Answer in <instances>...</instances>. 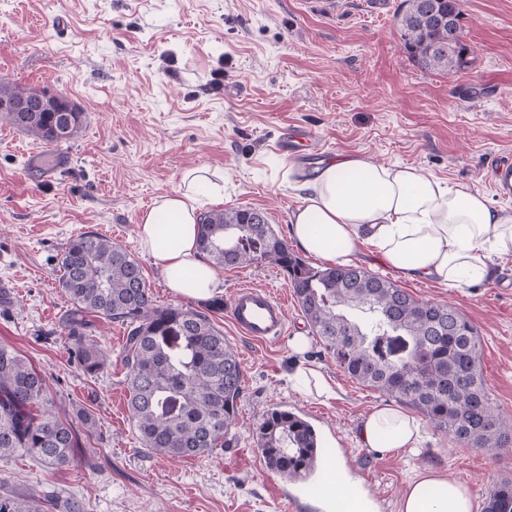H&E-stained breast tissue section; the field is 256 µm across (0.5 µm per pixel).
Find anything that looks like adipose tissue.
Instances as JSON below:
<instances>
[{"label": "adipose tissue", "mask_w": 512, "mask_h": 512, "mask_svg": "<svg viewBox=\"0 0 512 512\" xmlns=\"http://www.w3.org/2000/svg\"><path fill=\"white\" fill-rule=\"evenodd\" d=\"M298 188L291 237L303 253L332 264H353L366 251L408 280L469 288L492 278L496 259L512 255L511 208L411 166L341 155ZM197 210L192 192L161 195L137 235L173 292L203 300L222 279L198 249ZM422 441L420 420L391 406L376 408L358 432L361 447L380 454ZM400 512H474L473 497L467 485L430 471L408 484Z\"/></svg>", "instance_id": "1"}]
</instances>
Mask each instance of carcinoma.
<instances>
[{"mask_svg":"<svg viewBox=\"0 0 512 512\" xmlns=\"http://www.w3.org/2000/svg\"><path fill=\"white\" fill-rule=\"evenodd\" d=\"M453 14L456 0H402L395 22L404 49L422 69L458 72L471 65L470 48L448 41V26L432 15ZM33 88L0 80V99H21ZM34 140L60 143L54 121L25 123L0 115ZM199 251L217 267L266 260L288 274L306 319L344 373L400 404L417 409L436 429L468 448L495 454L512 436L481 368V338L471 320L448 303L419 300L391 280L359 266L313 268L297 256L253 208L200 217ZM59 285L73 308L61 327L84 371L104 368L89 339L95 319L126 328L123 362L127 407L143 447L173 459L202 457L233 443L230 429L242 393L236 351L210 315L155 304L142 267L121 245L94 232L71 238L62 253ZM266 466L287 481L307 477L323 453L312 424L275 408L258 427ZM29 454L62 468L92 466L76 429L54 409L46 379L12 347L0 345V458ZM0 512H84L53 494L0 495Z\"/></svg>","mask_w":512,"mask_h":512,"instance_id":"obj_1","label":"carcinoma"}]
</instances>
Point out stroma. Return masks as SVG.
Instances as JSON below:
<instances>
[{
    "mask_svg": "<svg viewBox=\"0 0 512 512\" xmlns=\"http://www.w3.org/2000/svg\"><path fill=\"white\" fill-rule=\"evenodd\" d=\"M381 2L375 10L339 0L331 13L310 0H0V76L66 95L82 112L77 135L59 147L0 121V282L11 288L0 306V345L43 374L61 416L76 426L91 417L81 443L97 451L92 469L0 458V489L75 498L85 512H333L331 486L298 489L266 467L256 427L274 408L298 411L316 427L324 465H339L371 512H399L410 479L429 470L467 484L474 512H483L494 483L512 479V440L491 456L427 425L416 452L381 458L360 447L359 425L386 395L345 375L318 339L301 358L287 343L240 336L230 320L234 289L250 285L285 301L286 335L309 331L277 265L220 271L222 306L212 319L244 379L234 443L200 458L169 459L141 446L127 409L120 325L97 321L92 339L107 362L94 376L61 328L71 303L58 286V262L67 241L88 231L139 261L157 304L205 309L167 288L137 238L146 207L185 189L195 169L207 171L192 187L201 212L255 208L283 237L299 202L289 170L306 173L342 154L491 193L487 158L512 154V0H462L473 61L449 74L409 60L395 25L401 0ZM293 126L313 137L286 157L277 141ZM32 150L61 155L52 179L27 166ZM358 264L473 322L486 384L512 419V257L498 260L493 281L457 289L401 279L365 252ZM301 360L330 377L335 400L291 388L287 375Z\"/></svg>",
    "mask_w": 512,
    "mask_h": 512,
    "instance_id": "obj_1",
    "label": "stroma"
}]
</instances>
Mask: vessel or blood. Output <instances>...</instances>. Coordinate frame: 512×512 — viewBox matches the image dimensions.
I'll list each match as a JSON object with an SVG mask.
<instances>
[{
  "label": "vessel or blood",
  "mask_w": 512,
  "mask_h": 512,
  "mask_svg": "<svg viewBox=\"0 0 512 512\" xmlns=\"http://www.w3.org/2000/svg\"><path fill=\"white\" fill-rule=\"evenodd\" d=\"M493 189L512 198V157L500 155L487 163ZM229 316L236 330L262 344L279 342L286 326L281 300L262 288H239L231 297Z\"/></svg>",
  "instance_id": "vessel-or-blood-1"
}]
</instances>
